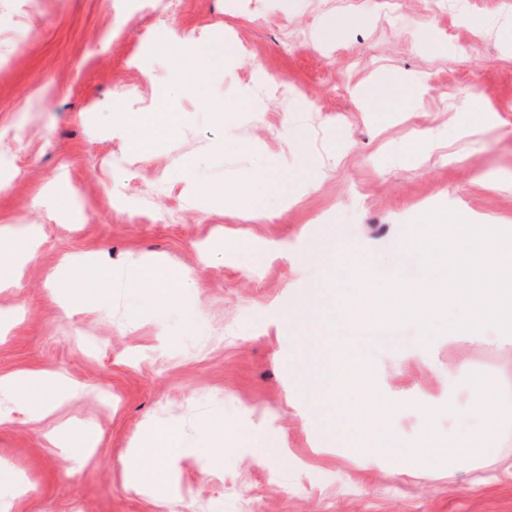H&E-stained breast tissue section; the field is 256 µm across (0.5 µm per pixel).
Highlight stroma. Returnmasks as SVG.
Here are the masks:
<instances>
[{
    "instance_id": "35a3bbf8",
    "label": "stroma",
    "mask_w": 512,
    "mask_h": 512,
    "mask_svg": "<svg viewBox=\"0 0 512 512\" xmlns=\"http://www.w3.org/2000/svg\"><path fill=\"white\" fill-rule=\"evenodd\" d=\"M342 38L323 39L338 17ZM512 0H0V247L41 244L0 288V376L64 374L88 390L42 422L10 406L0 426V493L13 512H512V417L496 455L449 464L480 434L479 396L512 410V339L482 326L424 337L392 326L380 292L422 280L401 241L445 208L512 230ZM209 35L224 58L197 89L168 31ZM167 94L183 134L153 125L137 162L115 132L127 110ZM233 140L217 153L214 141ZM195 165V193L163 177ZM68 171L48 220L31 200ZM271 172L287 196L265 191ZM125 208L108 206L110 192ZM260 206L271 220L239 218ZM335 243L331 262L319 255ZM89 252L78 311L51 288ZM141 263L151 285L109 284ZM171 267L188 282L167 280ZM324 290L350 336L334 355L403 445L332 436L305 393L306 351L323 320L288 319ZM182 432L175 486L129 487L123 467L153 425ZM66 424L53 444L43 431ZM100 437L86 453L83 432ZM437 445L418 447L425 433ZM224 442L202 458L206 434Z\"/></svg>"
}]
</instances>
